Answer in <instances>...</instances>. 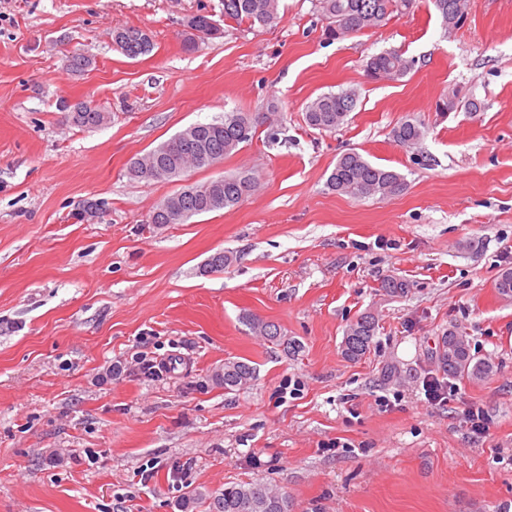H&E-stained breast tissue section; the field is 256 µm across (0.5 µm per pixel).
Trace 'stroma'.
Listing matches in <instances>:
<instances>
[{
    "label": "stroma",
    "mask_w": 512,
    "mask_h": 512,
    "mask_svg": "<svg viewBox=\"0 0 512 512\" xmlns=\"http://www.w3.org/2000/svg\"><path fill=\"white\" fill-rule=\"evenodd\" d=\"M202 9L222 34L185 50ZM281 12L250 30L221 0H0V512H205L183 498L256 479L291 512H512V300L495 289L512 269V0H469L448 35L431 0L340 40L316 0ZM122 26L153 52L116 51ZM389 48L414 70L368 80L366 60ZM75 53L86 72L67 70ZM459 86L483 110L436 112ZM342 88L359 94L347 122L310 128L306 104ZM64 100L112 119L78 128ZM229 110L267 114L278 142L261 126L213 166L128 175L135 156ZM408 117L426 129L413 149L391 136ZM349 150L406 189L331 192ZM248 171L262 186L234 209L150 223L182 185ZM219 252L233 261L210 271ZM389 278L409 292L387 293ZM364 312L379 328L351 362L344 330ZM248 315L284 342L253 335ZM455 328L495 372L446 380L447 401L428 403ZM141 351L173 365L144 374ZM229 359L254 367L249 388L225 391ZM115 361L125 373L102 382ZM474 405L489 436L471 427ZM138 27L126 26L119 27L112 32V42L114 48L124 56L130 59H136L140 56L149 54L153 50V42L151 37L148 35L141 43L130 45L125 40V35L129 31L139 32Z\"/></svg>",
    "instance_id": "obj_1"
}]
</instances>
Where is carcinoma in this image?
<instances>
[{
    "mask_svg": "<svg viewBox=\"0 0 512 512\" xmlns=\"http://www.w3.org/2000/svg\"><path fill=\"white\" fill-rule=\"evenodd\" d=\"M280 0H222L224 18L251 27L272 28L282 19ZM413 0H319V11L326 21L325 33L335 40L366 30L378 29L393 15H402L410 9ZM441 20L444 33L459 26L465 16V0H431ZM211 16L197 13L186 22L201 38L218 34L219 28L209 24ZM139 31L134 26L119 27L112 32L114 48L130 59L149 54L153 50L151 37L130 45L126 33ZM416 65L399 50L389 49L371 55L364 65L366 76L371 80L394 79L407 75ZM358 94L352 88L329 92L317 96L305 109V121L313 129L334 132L343 125L355 109ZM467 112L482 110L481 101L467 97L458 88L441 97L436 103L438 112H454L459 108ZM66 120L81 128L98 129L110 121V114L88 101L76 102L68 107ZM266 117L237 110L224 112V118L204 123V130L196 134L199 124H191L167 141L145 154L136 156L128 164V174L140 180L163 181L177 178L190 169L209 167L224 160L251 141L257 127ZM392 138L397 143L412 147L421 142L425 129L421 122L404 119L392 129ZM257 179L251 173L224 176L204 184H187L174 194L165 197L153 209L151 223H163L161 211L164 207L182 208L183 214L175 220L183 224L193 216L218 210L232 209L246 197L252 195ZM405 178L396 170L373 164L360 153L350 150L343 153L328 175L326 187L352 199L386 198L404 189ZM246 324L252 332L270 341L282 340L278 326L260 319L247 317ZM378 321L369 312L360 314L350 322L341 342L342 354L355 361L370 352L376 335ZM455 329L442 337V350L438 364L442 373L450 378L471 380L485 379L493 375L494 366L488 361L474 360L470 347L466 346L453 356H448V337L457 336ZM254 368L241 360H227L220 379L224 389L243 390L251 385ZM208 512H290L288 495L262 480L235 483L224 488V492L208 503Z\"/></svg>",
    "mask_w": 512,
    "mask_h": 512,
    "instance_id": "obj_1",
    "label": "carcinoma"
}]
</instances>
